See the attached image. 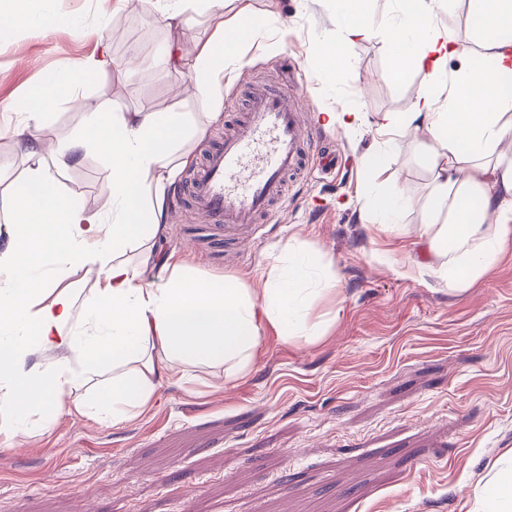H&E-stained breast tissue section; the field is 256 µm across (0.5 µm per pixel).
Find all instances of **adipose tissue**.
Instances as JSON below:
<instances>
[{"label": "adipose tissue", "instance_id": "adipose-tissue-1", "mask_svg": "<svg viewBox=\"0 0 512 512\" xmlns=\"http://www.w3.org/2000/svg\"><path fill=\"white\" fill-rule=\"evenodd\" d=\"M197 2L218 24L187 66L218 112L236 48L260 20L244 14L227 27L225 0ZM458 2L400 0L402 21L377 29L365 18V0H336V21L347 42L376 36L389 42L396 81L412 72L422 77L412 111L386 113L380 129L389 144L402 129L423 131L432 203L420 235L430 271L463 291L512 246V149L504 145L512 136V98L501 93L512 75V0H469L483 22L475 34L441 25V11ZM475 54L482 67L471 65ZM452 60L459 67L451 74ZM111 63L104 52L53 89L31 86L29 123ZM79 105L88 115L87 135L65 153L86 143L109 151L112 223L64 198L45 168L43 142L16 131L33 190L15 199L10 247L0 254V410L13 416L0 424V439L13 448L33 417L45 426L66 413L116 425L149 409L163 383L192 390L197 368L219 369L230 379L244 375L266 328L285 342L312 343L326 331L308 325L312 299L303 288L321 255L289 254L287 264L271 266L259 291L235 278L210 281L175 262L155 264L147 249L137 261L123 259L127 248L161 232L165 189L179 171L172 157L189 130L177 112H108L85 97ZM62 261L77 270L98 266L85 298L63 278H48ZM153 266L157 274L145 280ZM58 354L63 362L40 369L38 357Z\"/></svg>", "mask_w": 512, "mask_h": 512}]
</instances>
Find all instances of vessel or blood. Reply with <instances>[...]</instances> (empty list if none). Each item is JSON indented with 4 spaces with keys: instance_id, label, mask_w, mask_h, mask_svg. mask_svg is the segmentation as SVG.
Masks as SVG:
<instances>
[{
    "instance_id": "obj_1",
    "label": "vessel or blood",
    "mask_w": 512,
    "mask_h": 512,
    "mask_svg": "<svg viewBox=\"0 0 512 512\" xmlns=\"http://www.w3.org/2000/svg\"><path fill=\"white\" fill-rule=\"evenodd\" d=\"M306 110L282 89L247 87L239 116L185 189L190 205L217 228L267 219L285 201L289 179L308 169Z\"/></svg>"
}]
</instances>
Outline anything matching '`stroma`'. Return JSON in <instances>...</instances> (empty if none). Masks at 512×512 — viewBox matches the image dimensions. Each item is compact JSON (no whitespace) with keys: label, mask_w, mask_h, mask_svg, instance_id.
I'll use <instances>...</instances> for the list:
<instances>
[{"label":"stroma","mask_w":512,"mask_h":512,"mask_svg":"<svg viewBox=\"0 0 512 512\" xmlns=\"http://www.w3.org/2000/svg\"><path fill=\"white\" fill-rule=\"evenodd\" d=\"M158 0H53L43 29L0 34V253L30 163L12 138L26 92L48 76L87 67L109 47L114 64L74 93L114 111L180 112L195 134L181 147L190 162L167 185L157 262L179 256L195 273L259 285L287 246L317 248L337 275L308 311L326 321L310 346L266 330L243 377L195 372L193 392L163 385L153 406L112 426L69 415L34 424L23 449L0 445V512H467L493 462L512 448V250L465 291L428 275L419 243L430 175L409 131L383 149L377 126L409 112L421 83L390 76L393 49L382 38L343 44L332 0H228L270 24L238 48L224 83L232 99L251 79L297 89L310 108L318 144L351 162L290 184L271 223L246 240L216 233L186 202H174L193 170L224 135L188 71L163 65L165 51L193 58L209 19L172 40ZM343 45L349 64L329 75L318 44ZM364 116L358 129L327 124L328 110ZM87 118L60 100L38 137L60 147L81 136ZM384 150L405 206L400 226L365 215L366 154ZM47 164L61 195L111 217L112 165L89 147L69 164Z\"/></svg>","instance_id":"obj_1"}]
</instances>
